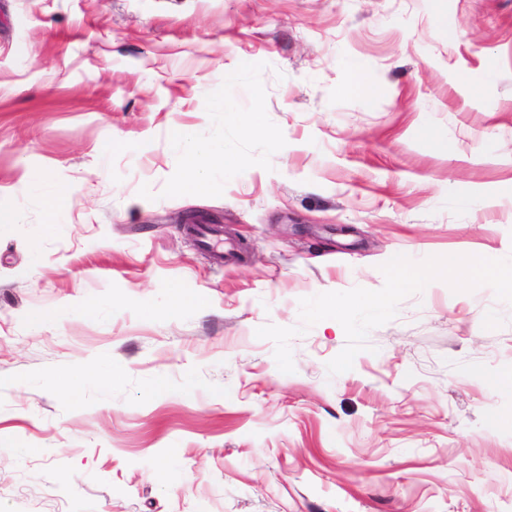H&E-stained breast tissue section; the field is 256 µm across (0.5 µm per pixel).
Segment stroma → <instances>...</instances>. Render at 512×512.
Here are the masks:
<instances>
[{
  "label": "stroma",
  "instance_id": "1",
  "mask_svg": "<svg viewBox=\"0 0 512 512\" xmlns=\"http://www.w3.org/2000/svg\"><path fill=\"white\" fill-rule=\"evenodd\" d=\"M0 209V512H512V0H0ZM170 138L184 152L182 175L179 186L182 193L200 195L210 189L209 174L215 163L224 169L232 167L236 159L231 153H224V141L202 143L196 139L192 129L174 127L169 131Z\"/></svg>",
  "mask_w": 512,
  "mask_h": 512
}]
</instances>
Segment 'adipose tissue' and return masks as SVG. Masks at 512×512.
Masks as SVG:
<instances>
[{
	"mask_svg": "<svg viewBox=\"0 0 512 512\" xmlns=\"http://www.w3.org/2000/svg\"><path fill=\"white\" fill-rule=\"evenodd\" d=\"M169 135L184 152L179 182L182 193L188 195L206 193L210 188L209 174L213 165L218 164L228 168L236 163L234 156L225 152L223 141L199 142L192 129L181 126L172 128Z\"/></svg>",
	"mask_w": 512,
	"mask_h": 512,
	"instance_id": "ef3b65f1",
	"label": "adipose tissue"
}]
</instances>
